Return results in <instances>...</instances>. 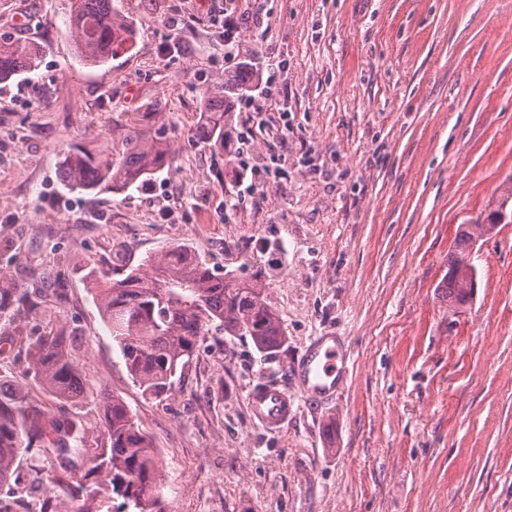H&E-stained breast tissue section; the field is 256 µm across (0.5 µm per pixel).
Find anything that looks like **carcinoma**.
Segmentation results:
<instances>
[{
  "label": "carcinoma",
  "mask_w": 512,
  "mask_h": 512,
  "mask_svg": "<svg viewBox=\"0 0 512 512\" xmlns=\"http://www.w3.org/2000/svg\"><path fill=\"white\" fill-rule=\"evenodd\" d=\"M66 26L81 61L101 66L126 50L136 29L114 0H71ZM39 50L19 38L0 35V83L37 66ZM208 113L204 140L224 148L228 115L226 88L204 86ZM166 126L149 132L131 126L122 148L110 157L78 149L64 158L59 180L71 192H125L137 188L172 163ZM494 220L468 224L459 232L458 252L448 263V302L463 306L476 276L466 254L475 232L487 235ZM94 300L118 344L128 374L142 393L164 400L174 395L186 365L209 327L248 336L264 355L278 354L287 336L257 281L211 269L184 245L147 257L120 279L102 272L92 279ZM48 289L0 274V316L23 312L36 317ZM27 342V368L18 380L0 378V512H92L76 503L100 492L122 499L114 512H165L161 489L165 471L150 437L126 403L99 395L104 438L88 443L80 415L61 419L33 397L29 382L52 399L84 396L82 367L73 357L77 336L62 328L43 336L0 334V355ZM37 449L50 472H23L24 453Z\"/></svg>",
  "instance_id": "carcinoma-1"
}]
</instances>
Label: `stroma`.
<instances>
[{
  "mask_svg": "<svg viewBox=\"0 0 512 512\" xmlns=\"http://www.w3.org/2000/svg\"><path fill=\"white\" fill-rule=\"evenodd\" d=\"M69 6L0 0V33L41 55L0 86V271L54 290L0 333L77 327L87 391L121 397L163 459L167 512H512V222L471 244L465 306L443 286L459 225L512 191V0H121L137 37L101 68L76 57ZM242 63L277 88L257 118L231 96L218 152L199 88ZM134 120L167 126L169 169L120 193L59 183L68 153L110 155ZM176 244L257 280L288 343L270 360L209 333L161 401L129 376L88 273ZM318 336L347 350L328 400L291 376ZM269 384L295 399L276 431L248 404Z\"/></svg>",
  "mask_w": 512,
  "mask_h": 512,
  "instance_id": "stroma-1",
  "label": "stroma"
}]
</instances>
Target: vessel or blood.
<instances>
[{"label": "vessel or blood", "mask_w": 512, "mask_h": 512, "mask_svg": "<svg viewBox=\"0 0 512 512\" xmlns=\"http://www.w3.org/2000/svg\"><path fill=\"white\" fill-rule=\"evenodd\" d=\"M345 369L343 348L325 337L308 348L305 362L299 370V380L308 397L328 398L340 385ZM249 401L254 418L269 429L281 428L293 413L294 399L284 388H259L251 392Z\"/></svg>", "instance_id": "obj_1"}]
</instances>
